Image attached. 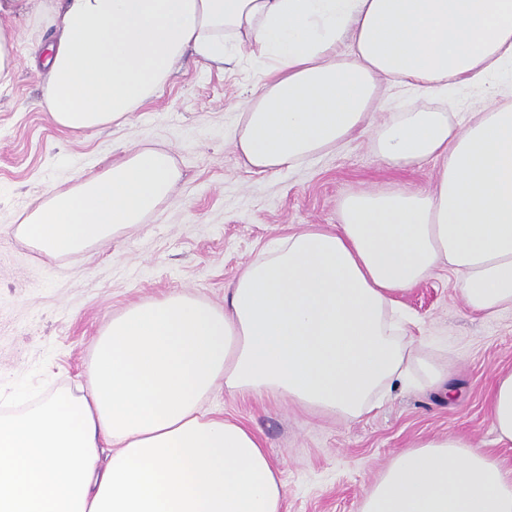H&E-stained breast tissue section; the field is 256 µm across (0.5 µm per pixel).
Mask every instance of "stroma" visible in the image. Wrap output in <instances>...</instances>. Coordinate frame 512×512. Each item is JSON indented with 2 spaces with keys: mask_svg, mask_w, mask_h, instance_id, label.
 I'll use <instances>...</instances> for the list:
<instances>
[{
  "mask_svg": "<svg viewBox=\"0 0 512 512\" xmlns=\"http://www.w3.org/2000/svg\"><path fill=\"white\" fill-rule=\"evenodd\" d=\"M14 29L9 51L18 67L0 79V404L32 405L87 390L93 348L113 316L170 294L223 307L245 262L305 225L337 223L346 195L428 192L443 165L433 157L391 168L371 138L362 137L276 173L247 171L233 134L266 77L245 50L222 66L186 55L121 124L71 132L41 106L45 77L27 64L43 23L20 18ZM486 104L483 89L468 83L436 95L398 87L378 105L376 122L416 106L462 118ZM144 148L166 150L180 179L141 224L66 255L37 250L15 235L47 189L68 190L79 177ZM453 282L443 266L399 297L422 358L447 364L452 396L417 370L406 388L353 421L273 391L238 393L219 384L204 397V410L238 421L264 441L286 483L285 512H360L367 490L398 452L436 437L465 435L512 470V446L497 443L489 413L498 371L512 369V311L473 314Z\"/></svg>",
  "mask_w": 512,
  "mask_h": 512,
  "instance_id": "stroma-1",
  "label": "stroma"
}]
</instances>
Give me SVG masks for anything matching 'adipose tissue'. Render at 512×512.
Instances as JSON below:
<instances>
[{"label": "adipose tissue", "mask_w": 512, "mask_h": 512, "mask_svg": "<svg viewBox=\"0 0 512 512\" xmlns=\"http://www.w3.org/2000/svg\"><path fill=\"white\" fill-rule=\"evenodd\" d=\"M28 12L52 31L28 63L46 68L42 102L70 131L119 122L186 52L221 64L249 45L270 77L233 140L257 173L376 127L382 82L485 88L512 64V0H0L1 79L16 68L12 21ZM378 129L390 167L444 159L435 189L346 196L339 224L307 225L245 263L223 308L172 294L113 316L86 393L0 416V512H283L264 442L202 410L216 383L348 418L411 367L445 384L394 308L445 263L472 311L512 309V105L464 123L418 108ZM179 177L166 151H137L49 193L17 233L49 253L88 249L141 223ZM490 409L511 445L512 372ZM361 512H512V474L465 437L431 439L393 458Z\"/></svg>", "instance_id": "obj_1"}]
</instances>
